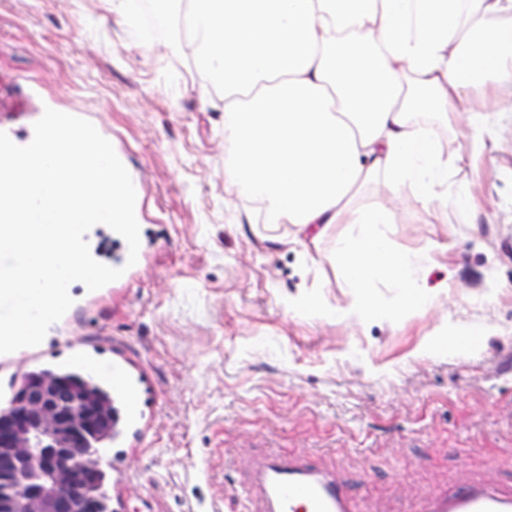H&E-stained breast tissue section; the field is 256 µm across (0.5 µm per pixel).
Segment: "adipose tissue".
Returning <instances> with one entry per match:
<instances>
[{"instance_id":"ef3b65f1","label":"adipose tissue","mask_w":512,"mask_h":512,"mask_svg":"<svg viewBox=\"0 0 512 512\" xmlns=\"http://www.w3.org/2000/svg\"><path fill=\"white\" fill-rule=\"evenodd\" d=\"M187 19L193 54L224 87V188L269 224L349 225L329 260L352 297L415 287L425 252L389 244L393 211L356 198L413 184L442 215L463 194L430 119L469 114L465 154L488 130L477 91L512 82V0H159Z\"/></svg>"}]
</instances>
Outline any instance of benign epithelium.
Returning <instances> with one entry per match:
<instances>
[{
    "label": "benign epithelium",
    "instance_id": "obj_1",
    "mask_svg": "<svg viewBox=\"0 0 512 512\" xmlns=\"http://www.w3.org/2000/svg\"><path fill=\"white\" fill-rule=\"evenodd\" d=\"M94 417L53 376L21 383L10 421L0 425V512H93L86 491L100 458L80 432Z\"/></svg>",
    "mask_w": 512,
    "mask_h": 512
}]
</instances>
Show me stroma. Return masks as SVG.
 Returning a JSON list of instances; mask_svg holds the SVG:
<instances>
[{
    "instance_id": "obj_1",
    "label": "stroma",
    "mask_w": 512,
    "mask_h": 512,
    "mask_svg": "<svg viewBox=\"0 0 512 512\" xmlns=\"http://www.w3.org/2000/svg\"><path fill=\"white\" fill-rule=\"evenodd\" d=\"M126 0H0V117L44 105L98 122L144 182L142 230L162 239L118 299L77 312L70 336L112 355L113 339L153 371L154 433L102 470L124 473L121 512H238L244 462L314 453L337 463L372 512H416L465 482L512 490V84L478 97L489 130L464 160V118L435 123L458 160L452 187L477 206L437 216L413 187L383 180L357 198L398 204V251H429L432 307L362 289L352 312L322 237L270 229L224 192V91L178 43L161 53L126 21ZM41 98L27 94L28 84Z\"/></svg>"
}]
</instances>
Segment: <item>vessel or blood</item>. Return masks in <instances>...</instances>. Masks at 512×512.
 I'll return each mask as SVG.
<instances>
[{
    "label": "vessel or blood",
    "instance_id": "1",
    "mask_svg": "<svg viewBox=\"0 0 512 512\" xmlns=\"http://www.w3.org/2000/svg\"><path fill=\"white\" fill-rule=\"evenodd\" d=\"M63 322L48 330L56 344L71 351L89 374L106 379L112 388V445L126 447L131 430L142 428L152 419L145 409V377L130 368L128 348L119 341L112 344V362L97 361L73 337L64 335ZM44 346L22 348L0 354V409H7L14 394L17 366L41 361ZM242 499L244 512H367L365 502L353 495L341 471L317 463L308 455L262 453L252 457L246 467ZM419 512H512V495L495 492L478 484L453 497L424 501Z\"/></svg>",
    "mask_w": 512,
    "mask_h": 512
}]
</instances>
